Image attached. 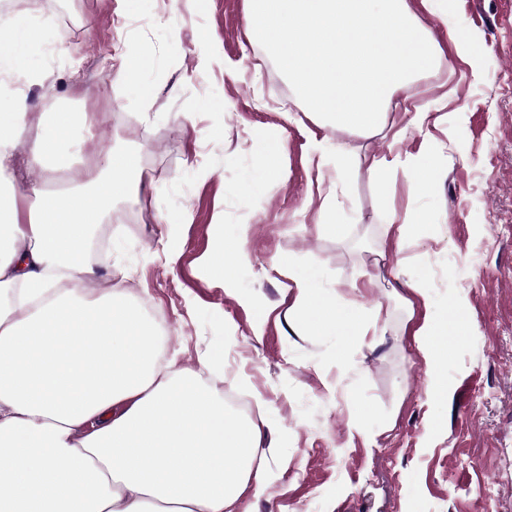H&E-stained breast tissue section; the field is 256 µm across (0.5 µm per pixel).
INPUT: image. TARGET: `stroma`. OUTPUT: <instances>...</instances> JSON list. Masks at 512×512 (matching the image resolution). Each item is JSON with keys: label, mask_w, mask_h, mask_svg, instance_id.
<instances>
[{"label": "stroma", "mask_w": 512, "mask_h": 512, "mask_svg": "<svg viewBox=\"0 0 512 512\" xmlns=\"http://www.w3.org/2000/svg\"><path fill=\"white\" fill-rule=\"evenodd\" d=\"M30 11L54 21L50 44L31 58L41 78L26 87L30 111L101 105L112 123L80 144L81 156L125 148L150 171L140 192L147 223L98 225L108 257L88 254V292L123 270L129 297L163 316L164 361L199 372L217 395L243 397L261 433L257 464L283 473L263 495L246 490L235 512H512V0H456L484 49L477 78L450 32L421 13L443 55L405 105L428 106L439 122L419 129L391 111L393 139L320 126L252 40L245 0L202 9L144 0L135 14L119 0H32ZM202 30L218 48L206 68L195 54ZM110 44L114 54L102 58ZM133 56L150 60V96L117 80ZM208 98L215 111H200ZM316 137L346 143L352 163L318 166ZM267 139L282 145L281 175L248 203L239 185L262 164L257 145ZM428 143L441 174L417 195L408 174ZM374 157L395 169L388 214L365 173ZM328 205L346 225L342 238L322 226ZM422 210L434 217L431 233L399 242L398 225ZM235 224L249 227L250 263L228 293L205 258L221 227ZM283 256L317 265L338 300L361 302L376 343L295 334ZM418 272L431 288L427 305L408 285ZM457 300L469 325L442 367L440 403L413 333ZM206 355L217 359L208 369Z\"/></svg>", "instance_id": "stroma-1"}]
</instances>
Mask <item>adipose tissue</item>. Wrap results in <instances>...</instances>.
I'll use <instances>...</instances> for the list:
<instances>
[{
  "label": "adipose tissue",
  "instance_id": "adipose-tissue-1",
  "mask_svg": "<svg viewBox=\"0 0 512 512\" xmlns=\"http://www.w3.org/2000/svg\"><path fill=\"white\" fill-rule=\"evenodd\" d=\"M449 26L459 56L479 64L483 50L456 19L452 0H421ZM50 20L0 16V78L30 79L28 60L47 43ZM97 113L58 107L30 114L22 91L0 88V171L19 148L47 178L69 188L20 210L14 189L0 187V512H233L246 486L263 494L278 476L257 467L260 431L231 412L201 381L160 364L159 328L125 291L88 295L87 234L114 203L140 192L137 156L113 149L76 168L73 133L93 138ZM281 144L263 141V167L242 181L245 199L262 196L278 176ZM247 225L224 233L205 267L235 289L248 263ZM290 270L292 316L308 334L362 339L364 310L342 305L321 286L317 267ZM467 320L454 302L414 332L435 365L433 394L446 400L440 370L448 342Z\"/></svg>",
  "mask_w": 512,
  "mask_h": 512
}]
</instances>
